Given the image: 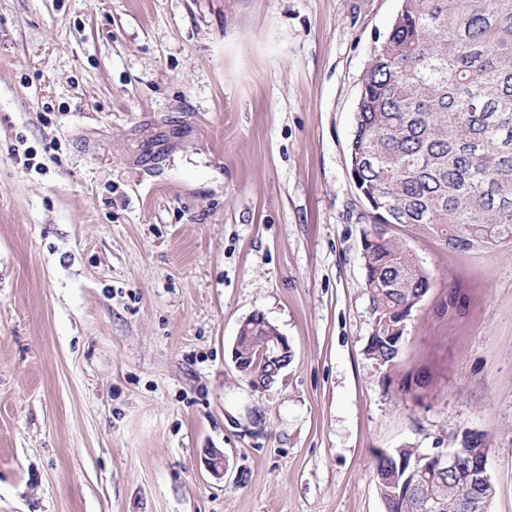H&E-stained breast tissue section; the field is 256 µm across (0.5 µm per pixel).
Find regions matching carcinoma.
Segmentation results:
<instances>
[{
	"instance_id": "1",
	"label": "carcinoma",
	"mask_w": 512,
	"mask_h": 512,
	"mask_svg": "<svg viewBox=\"0 0 512 512\" xmlns=\"http://www.w3.org/2000/svg\"><path fill=\"white\" fill-rule=\"evenodd\" d=\"M349 152L358 189L382 232L365 247V285L381 364L401 354L399 327L429 291L412 241L452 251L512 245V0H402L371 51ZM279 329L253 314L238 357L269 370L261 352ZM418 448L380 451L374 479L384 512H466L478 487L464 474L409 465Z\"/></svg>"
}]
</instances>
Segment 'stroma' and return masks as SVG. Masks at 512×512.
Returning <instances> with one entry per match:
<instances>
[{"instance_id": "obj_1", "label": "stroma", "mask_w": 512, "mask_h": 512, "mask_svg": "<svg viewBox=\"0 0 512 512\" xmlns=\"http://www.w3.org/2000/svg\"><path fill=\"white\" fill-rule=\"evenodd\" d=\"M399 7L0 0V512H383L375 452L466 434L512 512V246L414 242L366 353L348 145ZM255 313L293 352L259 391ZM279 333V329L267 321L262 314L255 313L245 323V326L241 330V335L240 329H238V334L235 338L234 351L238 353V358L245 360L249 365H256V373L259 375L255 374L254 370L246 368L238 359L236 360L237 367L244 372L248 371L251 375L253 374L252 381L256 385L262 387L263 384H266L267 386L263 385L264 389L273 384L268 385L272 381L267 379L264 380L262 384L263 376L260 374H264L270 369L268 365L265 364L266 359H264V351L273 348L281 336L283 340L279 342V344H276V348L279 349L280 353L271 357L270 361L288 350V339L282 334L279 336Z\"/></svg>"}]
</instances>
